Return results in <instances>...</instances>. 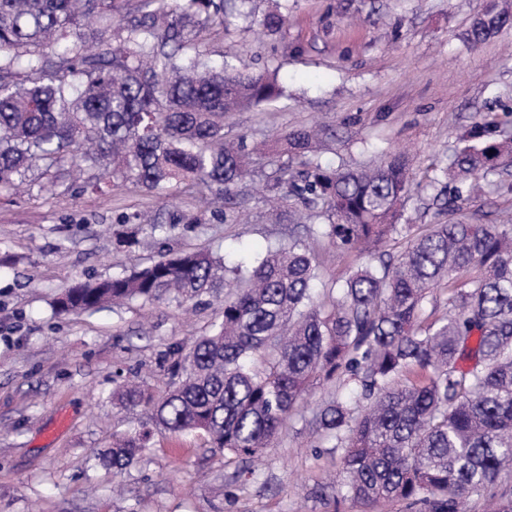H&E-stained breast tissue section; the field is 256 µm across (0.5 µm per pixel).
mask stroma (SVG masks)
Listing matches in <instances>:
<instances>
[{"instance_id": "obj_1", "label": "stroma", "mask_w": 512, "mask_h": 512, "mask_svg": "<svg viewBox=\"0 0 512 512\" xmlns=\"http://www.w3.org/2000/svg\"><path fill=\"white\" fill-rule=\"evenodd\" d=\"M288 21L265 37L231 27L211 46L236 45L244 64L279 71L282 98L225 121L227 138L271 144L283 129L327 127L321 161L358 166L405 154L416 183L404 217L420 226L447 221L423 180L447 161L478 115L512 137V25L475 44L468 33L488 0H284ZM265 179L247 187L234 221L214 219L195 199H170L128 186L104 194L49 195L37 188L0 194V512H369L336 494L342 449L305 426L336 397L315 384L255 464L211 448L195 433L154 429L136 465L101 460L120 437L136 435L142 409L112 392L127 381L161 395L176 346L221 321L224 300L127 302L58 314L54 300L87 280L125 275L157 260L160 248L204 249L254 259L299 238L290 217L274 218ZM186 216L162 239L140 234L117 245L121 215ZM459 219L512 221V176L460 203Z\"/></svg>"}]
</instances>
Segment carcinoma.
Segmentation results:
<instances>
[{"label":"carcinoma","instance_id":"1","mask_svg":"<svg viewBox=\"0 0 512 512\" xmlns=\"http://www.w3.org/2000/svg\"><path fill=\"white\" fill-rule=\"evenodd\" d=\"M254 0H0V189L30 171L41 188L93 193L103 185L224 200L256 170L245 140H228L232 112L280 97L277 71H247L227 53L210 64L206 45L243 18L266 36L279 8ZM97 16L106 27L88 30ZM490 7L472 29L502 26ZM441 175L458 180L450 219L426 224L397 253L400 209L412 183L407 161L322 165L317 134L284 130L267 178L281 213L309 214L306 239L271 245L246 265L204 251L168 253L125 276L65 289L58 313L107 302L192 301L224 293L223 319L189 348L177 347V380L155 397L124 383L112 400L143 406L172 434L197 432L227 455L259 457L318 380L344 379L341 396L313 413L311 431L336 441L344 480L337 494L379 512L402 502L415 512H466L470 493L512 473V224L451 219L480 181L512 168V139L470 143ZM121 224L141 225V215ZM180 219L145 223L162 232ZM367 252L341 284L326 285L309 241ZM448 291V313L422 321L428 293ZM336 294L318 304V290ZM259 353L268 356L262 369ZM151 431L115 441L103 459L123 470L148 448Z\"/></svg>","mask_w":512,"mask_h":512}]
</instances>
